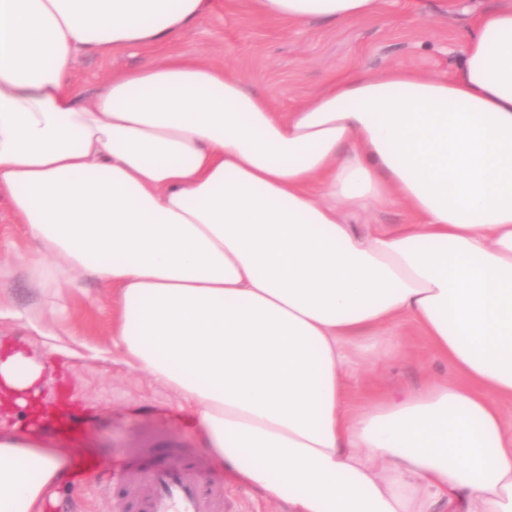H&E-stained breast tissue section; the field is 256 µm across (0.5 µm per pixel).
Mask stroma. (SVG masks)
<instances>
[{"label":"stroma","mask_w":512,"mask_h":512,"mask_svg":"<svg viewBox=\"0 0 512 512\" xmlns=\"http://www.w3.org/2000/svg\"><path fill=\"white\" fill-rule=\"evenodd\" d=\"M512 0H384L372 18L295 26L257 17L249 0H214L198 25L164 45L120 49L110 56L79 57L72 88L88 96L108 73L137 67L167 53L204 56L235 68L280 108L319 92L327 81L362 67L380 72L404 65L449 76L475 17ZM30 245L21 225L0 205V341L19 347L40 362L43 375L36 398L49 409H67L74 428L55 430L49 418L34 420L29 408L0 411V433L28 434L59 449L67 475L44 512H115L124 492L120 483L102 484L97 473L121 467L116 452L154 453L188 449L222 512H289L287 505L239 480L200 447L188 411L177 394L129 366L109 343L114 299L92 278L76 284L64 278L42 281L29 273ZM400 335L406 355H380L349 375V400L365 401L372 391L396 397L419 389L428 378L452 370L422 343L411 327Z\"/></svg>","instance_id":"stroma-1"}]
</instances>
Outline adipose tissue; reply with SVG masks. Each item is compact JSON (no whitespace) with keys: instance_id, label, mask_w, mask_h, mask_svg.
<instances>
[{"instance_id":"ef3b65f1","label":"adipose tissue","mask_w":512,"mask_h":512,"mask_svg":"<svg viewBox=\"0 0 512 512\" xmlns=\"http://www.w3.org/2000/svg\"><path fill=\"white\" fill-rule=\"evenodd\" d=\"M383 0H251L294 25ZM212 0H0V201L42 277L113 291L110 341L203 446L291 512H512V7L452 77L332 79L291 111L170 55L71 91L83 54L164 43ZM396 201L408 223L355 224ZM417 326L456 375L347 405L350 370ZM42 368L0 350V402ZM58 449L0 435V512H42Z\"/></svg>"}]
</instances>
